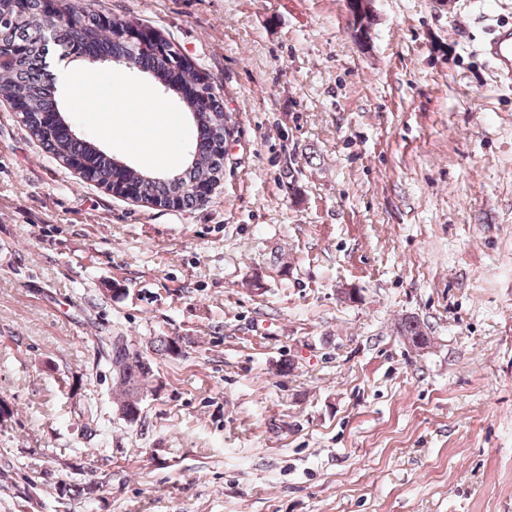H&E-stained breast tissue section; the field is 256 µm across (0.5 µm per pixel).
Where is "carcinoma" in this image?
Returning a JSON list of instances; mask_svg holds the SVG:
<instances>
[{
    "label": "carcinoma",
    "mask_w": 512,
    "mask_h": 512,
    "mask_svg": "<svg viewBox=\"0 0 512 512\" xmlns=\"http://www.w3.org/2000/svg\"><path fill=\"white\" fill-rule=\"evenodd\" d=\"M10 5L11 0H0V43L17 45L20 52L12 61L0 66V97L27 100L26 127L32 135L57 158L75 162L84 180L110 185L119 196L135 197L163 208L183 209L201 203L194 188L200 183H215L223 174L228 119L224 101L213 93L209 82H200L190 62L165 40L159 46L152 44L127 55L122 34L128 21L114 16L105 24L102 11L81 0H71L64 5V20L56 26L62 47L80 56L90 47L106 46V55L126 56V67L152 76L172 94L177 96L185 85L195 83L206 98L203 104L181 99L196 131L187 167L177 174L163 171L144 174L78 137L72 129L61 135L44 123L45 113L60 110L52 87L39 74L42 44L36 24L44 18L46 3L45 0H26L27 14L22 18L15 16ZM398 332L411 342L429 343L424 327L414 316L402 318ZM126 345L125 337H110L106 357L110 365H122L121 371L112 372L113 384L119 389L114 403L119 416L133 424L140 415L143 396L148 392L152 365L146 354L139 350L128 351Z\"/></svg>",
    "instance_id": "obj_1"
}]
</instances>
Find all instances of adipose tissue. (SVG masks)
Returning a JSON list of instances; mask_svg holds the SVG:
<instances>
[{"mask_svg":"<svg viewBox=\"0 0 512 512\" xmlns=\"http://www.w3.org/2000/svg\"><path fill=\"white\" fill-rule=\"evenodd\" d=\"M131 93V87L117 85L112 94L111 103L103 105L99 102L101 87L98 83H79L71 88L69 100L71 105L77 109L103 106L107 122H117L131 127L133 133L139 135L141 140L151 141L167 137L169 127L162 124L155 112L148 110L135 116H129L123 112L122 103Z\"/></svg>","mask_w":512,"mask_h":512,"instance_id":"obj_1","label":"adipose tissue"}]
</instances>
